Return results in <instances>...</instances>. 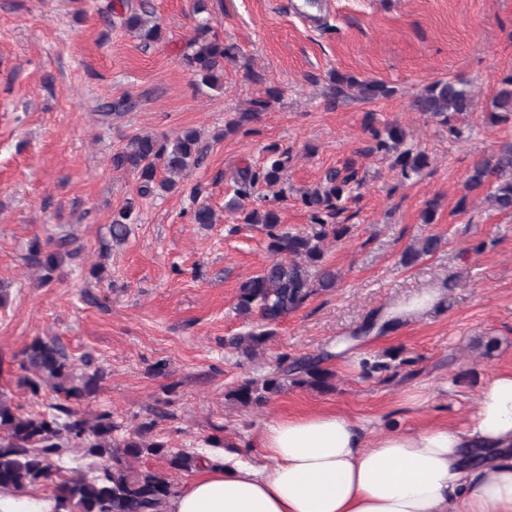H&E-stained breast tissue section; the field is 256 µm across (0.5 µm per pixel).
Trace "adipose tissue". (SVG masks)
I'll list each match as a JSON object with an SVG mask.
<instances>
[{"mask_svg": "<svg viewBox=\"0 0 512 512\" xmlns=\"http://www.w3.org/2000/svg\"><path fill=\"white\" fill-rule=\"evenodd\" d=\"M258 446L210 455L165 512H512V371L462 427L378 431L323 410L270 421Z\"/></svg>", "mask_w": 512, "mask_h": 512, "instance_id": "adipose-tissue-1", "label": "adipose tissue"}]
</instances>
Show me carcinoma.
Segmentation results:
<instances>
[{"label": "carcinoma", "mask_w": 512, "mask_h": 512, "mask_svg": "<svg viewBox=\"0 0 512 512\" xmlns=\"http://www.w3.org/2000/svg\"><path fill=\"white\" fill-rule=\"evenodd\" d=\"M193 12L198 16L194 36L182 53V63L200 82L210 88L223 84L224 56L227 48L211 34L205 0H194ZM106 21L120 24L145 43L162 40V29L153 19L146 3L140 10L125 13L110 8ZM395 88L381 82L359 81L352 76L334 74L330 95L345 100L354 96L362 101L387 98ZM418 111L448 124L451 119L473 106L468 83L459 79H438L428 85L415 99ZM489 118L493 123L512 119V75L492 101ZM374 149L395 153L394 165L409 178L428 166L427 154L405 144V133L392 126L380 132L371 130ZM201 137L197 130L188 129L170 139L150 134H134L112 157L113 165L137 176L139 195L148 196L156 190L171 191L183 182L192 168L203 159ZM291 156L286 150L272 145L263 168H246L239 172L236 198L227 208L239 214L243 224L258 226L268 240L267 250L273 257L263 271L242 281L238 287L236 311L243 316L258 313L261 324L251 330L229 336L224 346L252 359L274 335V327L290 312L298 309L315 291L335 286L336 273L323 261L324 245L348 233L349 227L340 221L344 212L341 200L348 186L356 181L354 162L344 170L329 171L314 188L302 195L303 204L310 208V224L301 232L282 228L279 215L272 208L244 206V199L262 181L273 187L280 184L288 170ZM467 193L487 196L499 211H512V141L480 160L471 170L465 184ZM137 220L133 203L112 212L109 233L112 242L126 240L130 225ZM191 222L207 226L215 223V212L206 203L195 205ZM70 234L45 242H35L29 250V261L41 272V284L53 279V273L63 257L75 258ZM440 239L429 235L419 239L404 254V264L410 265L421 257L434 253ZM332 354L317 357L292 358L283 355L279 370L272 374L248 379L229 390L227 397L237 405L259 407L271 396L290 386L331 389L335 373L324 367ZM24 375L19 385L34 395L48 386L63 398L49 405L45 413H21L0 393V495H16L30 487L53 483V512H163L166 501L174 494L168 476L136 463L145 458L165 460L172 474L190 473L199 468L203 455L184 450L175 451L163 441L151 436L154 422H144L129 435L120 433L121 426L112 413L101 412L86 416L71 406L74 401L91 397L102 380L99 372L76 373L63 346L55 339H35L23 352L20 364ZM80 453L84 467L71 474L63 463L74 453Z\"/></svg>", "instance_id": "obj_1"}]
</instances>
